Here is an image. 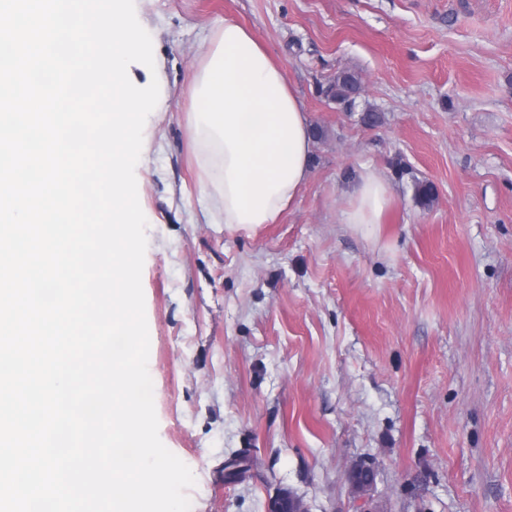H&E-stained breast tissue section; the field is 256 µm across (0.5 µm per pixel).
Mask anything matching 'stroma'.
Segmentation results:
<instances>
[{
  "mask_svg": "<svg viewBox=\"0 0 512 512\" xmlns=\"http://www.w3.org/2000/svg\"><path fill=\"white\" fill-rule=\"evenodd\" d=\"M165 111L136 179L158 435L191 512H512V0H135ZM282 66L313 170L279 223H208L189 136L199 33ZM359 79L352 101L325 89ZM393 189L372 234L349 177ZM431 184L430 205L416 189ZM374 484L357 491L355 465Z\"/></svg>",
  "mask_w": 512,
  "mask_h": 512,
  "instance_id": "obj_1",
  "label": "stroma"
}]
</instances>
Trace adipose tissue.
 I'll list each match as a JSON object with an SVG mask.
<instances>
[{"label": "adipose tissue", "instance_id": "ef3b65f1", "mask_svg": "<svg viewBox=\"0 0 512 512\" xmlns=\"http://www.w3.org/2000/svg\"><path fill=\"white\" fill-rule=\"evenodd\" d=\"M190 81L189 134L207 213L230 228L278 223L311 174L312 128L304 103L268 50L228 20L202 34ZM342 221L372 232L390 184L363 169L350 181Z\"/></svg>", "mask_w": 512, "mask_h": 512}]
</instances>
